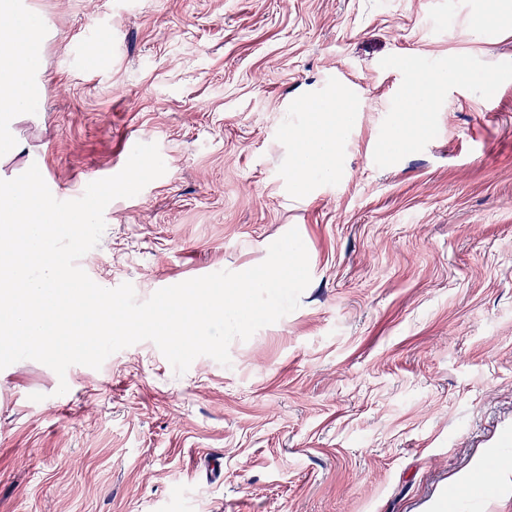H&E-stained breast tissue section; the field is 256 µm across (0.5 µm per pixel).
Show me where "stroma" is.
<instances>
[{"mask_svg": "<svg viewBox=\"0 0 512 512\" xmlns=\"http://www.w3.org/2000/svg\"><path fill=\"white\" fill-rule=\"evenodd\" d=\"M17 0L36 91L0 119V179L79 198L157 143L163 176L104 211L78 264L138 300L247 270L298 229L299 307L176 374L142 341L100 368L0 370V512H512V25L486 0ZM451 77L388 155L417 63ZM351 108L328 168L313 105ZM310 109H298L301 100ZM65 394H58L60 383ZM512 2L509 0H489L486 9L477 15L471 24L470 35L480 38L488 26H501L506 21L511 23Z\"/></svg>", "mask_w": 512, "mask_h": 512, "instance_id": "obj_1", "label": "stroma"}]
</instances>
